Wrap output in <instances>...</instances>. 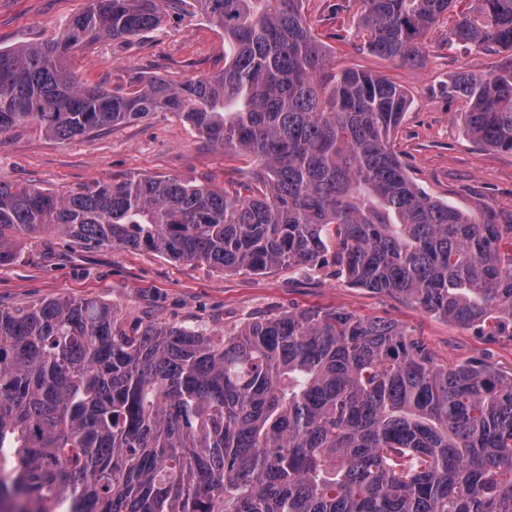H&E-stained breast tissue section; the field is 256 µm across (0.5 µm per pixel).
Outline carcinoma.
<instances>
[{"mask_svg": "<svg viewBox=\"0 0 512 512\" xmlns=\"http://www.w3.org/2000/svg\"><path fill=\"white\" fill-rule=\"evenodd\" d=\"M87 0L53 38L0 49V139H69L168 112L246 155L257 187L141 177L57 195L0 180V265L60 233L224 271L336 268L357 286L512 340V224L433 199L391 145L410 99L344 70L303 0H194L224 69L132 93L80 83L71 54L162 25L163 4ZM359 38L420 66L448 45L467 134L512 153V0H360ZM0 500L13 512H512V373L440 363L397 323L310 308L231 332L131 321L92 298L0 308Z\"/></svg>", "mask_w": 512, "mask_h": 512, "instance_id": "obj_1", "label": "carcinoma"}]
</instances>
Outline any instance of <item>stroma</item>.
I'll list each match as a JSON object with an SVG mask.
<instances>
[{"label": "stroma", "instance_id": "obj_1", "mask_svg": "<svg viewBox=\"0 0 512 512\" xmlns=\"http://www.w3.org/2000/svg\"><path fill=\"white\" fill-rule=\"evenodd\" d=\"M85 5L86 0H0V49L54 37ZM303 11L327 47V73H377L407 92L411 104L392 144L410 177L480 223L512 222V154L485 149L466 134L459 115L468 105L452 90L458 73H490L499 56L449 46L443 23L425 39L423 65L413 68L363 48L355 34L359 0H304ZM69 65L81 82L129 93L154 76L179 83L222 70L224 35L190 5H173L159 29L121 43L87 45ZM254 172L252 162L208 145L192 126L166 112L72 139L24 126L0 141V180L56 194L132 177H175L231 193L250 184ZM16 252L14 262L0 266L1 308L93 298L143 323L216 331L288 310L336 308L398 323L419 336L438 361L478 358L512 372V340L480 335L402 297L350 285L332 267L226 272L148 250L79 248L58 234L20 240Z\"/></svg>", "mask_w": 512, "mask_h": 512}]
</instances>
